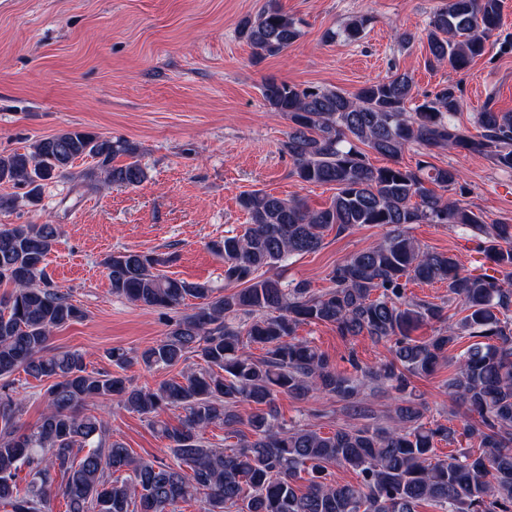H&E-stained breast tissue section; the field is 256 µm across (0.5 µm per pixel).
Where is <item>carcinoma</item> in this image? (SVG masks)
<instances>
[{
    "label": "carcinoma",
    "instance_id": "carcinoma-1",
    "mask_svg": "<svg viewBox=\"0 0 512 512\" xmlns=\"http://www.w3.org/2000/svg\"><path fill=\"white\" fill-rule=\"evenodd\" d=\"M503 0H448L430 18L428 65L465 69L482 55L502 25ZM238 33L257 59L278 56L301 36L299 21L269 0ZM261 93L270 111L288 117L282 151L302 183L336 189L331 203L313 209L301 199L262 190L246 192L239 206L248 224L210 244L224 257V292L160 272L169 258L153 252L116 251L103 261L112 293L141 306L191 312L173 319L165 336L137 355L112 348L107 357L123 370L141 363L151 371L192 355L194 367L155 389L132 386L117 373L87 370L78 351L56 352L54 330L85 317L68 294L52 285L45 259L59 228L54 224H0V503L11 512H54L56 493L66 512H177L202 503V512H512V224L486 223L482 214L429 188L464 189L455 167L430 162L437 151L461 149L512 170V112L478 113L475 134L456 122L462 89L440 87L412 104L406 72L364 84L354 94L268 79ZM391 159L372 166L363 147ZM421 150L415 167L398 162L408 147ZM124 158L122 163L115 160ZM91 159L80 176L137 186L147 173L134 143L68 127L38 139L24 152L0 154V186L26 189L40 199L44 187L73 175L74 162ZM375 224L389 227L378 243L348 257L315 292L304 281L285 283L269 271L293 255L318 250L330 229ZM411 224H455L476 242L495 274H466L456 257L422 249ZM411 283H443L465 315L452 322L445 305L410 296ZM436 321L433 335L412 332ZM327 323L338 335L392 342V359L368 365L352 354V372L298 337L303 324ZM463 338L472 343L460 355ZM261 351L259 356L251 348ZM453 369L449 393L475 421L465 427L478 444L447 459L436 445L456 430L424 421L411 379ZM51 381L45 411L33 429L20 423L21 401L10 377L18 370ZM396 395L393 423L369 424L365 390ZM315 395L344 402L352 419L334 431L288 425L276 398ZM117 398L167 441L175 465L135 459L107 436L102 414L88 407ZM253 409L248 431L239 408ZM182 409L176 425L160 418ZM231 429L236 442L217 448L203 441L212 425ZM357 476L338 484L330 467ZM25 478H19L20 472Z\"/></svg>",
    "mask_w": 512,
    "mask_h": 512
}]
</instances>
